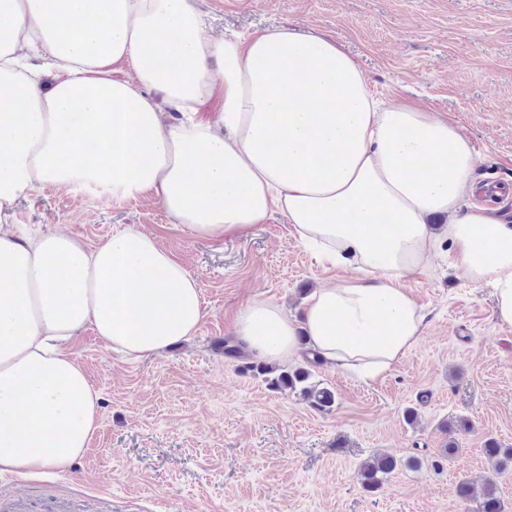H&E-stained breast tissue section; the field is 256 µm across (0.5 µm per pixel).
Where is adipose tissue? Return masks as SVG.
Listing matches in <instances>:
<instances>
[{
	"instance_id": "obj_1",
	"label": "adipose tissue",
	"mask_w": 512,
	"mask_h": 512,
	"mask_svg": "<svg viewBox=\"0 0 512 512\" xmlns=\"http://www.w3.org/2000/svg\"><path fill=\"white\" fill-rule=\"evenodd\" d=\"M124 65L131 77H117ZM216 96L218 120L200 119ZM474 162L454 125L378 101L324 37L215 39L191 0H0V475L63 473L85 454L98 394L72 352L83 333L141 357L189 341L205 315L197 279L154 235L130 227L92 247L31 233L12 221L21 196L44 185L149 196L211 240L281 214L347 275L316 288L298 319L249 303L238 340L276 362L304 338L374 380L423 334L402 280L440 242L512 327V224L466 207Z\"/></svg>"
}]
</instances>
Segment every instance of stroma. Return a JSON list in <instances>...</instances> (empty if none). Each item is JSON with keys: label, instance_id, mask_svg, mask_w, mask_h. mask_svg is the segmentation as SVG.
Here are the masks:
<instances>
[{"label": "stroma", "instance_id": "35a3bbf8", "mask_svg": "<svg viewBox=\"0 0 512 512\" xmlns=\"http://www.w3.org/2000/svg\"><path fill=\"white\" fill-rule=\"evenodd\" d=\"M192 3L217 35L289 27L335 40L380 97L437 113L469 139L475 189L512 187V0ZM13 221L92 246L128 226L152 233L196 277L206 316L191 341L142 358L85 332L76 356L99 394L90 446L68 473L0 478V512H479L493 475L486 440L512 448V328L496 324L489 288L449 268L447 245L403 281L425 314L417 345L374 382L313 367L336 396L321 412L223 351L248 302L298 318L315 288L345 275L319 265L282 215L213 242L147 197L44 186L19 200ZM451 440L459 453L448 460ZM377 453L398 467L369 491L359 469ZM496 478L512 512V467Z\"/></svg>", "mask_w": 512, "mask_h": 512}]
</instances>
